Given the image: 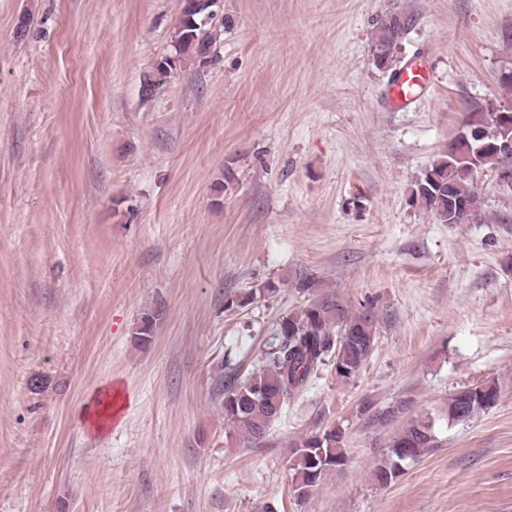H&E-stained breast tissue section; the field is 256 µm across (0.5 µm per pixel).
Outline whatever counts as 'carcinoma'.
Returning <instances> with one entry per match:
<instances>
[{
  "label": "carcinoma",
  "instance_id": "1",
  "mask_svg": "<svg viewBox=\"0 0 512 512\" xmlns=\"http://www.w3.org/2000/svg\"><path fill=\"white\" fill-rule=\"evenodd\" d=\"M208 7L203 0H183L181 14L172 40L171 54L146 77V84L159 87L169 73L185 62L203 68L213 58L216 27L205 21ZM409 30V19L401 14L386 15L378 24L373 48L383 54L382 68L391 78L398 76V51ZM491 113L484 105L472 102L462 113L461 129L470 137L493 129ZM512 157H505L489 146L470 159H457L443 153L433 160L415 180L411 188L413 205L429 212L437 222L448 223V194L465 203L466 211L457 220L467 224L480 217L481 198L476 179L489 169L507 170ZM162 317L156 309L143 314L136 331L137 340L146 344ZM376 338V319L369 311L352 312L334 293L317 297L300 311L283 317L264 351L262 371L242 379L236 372L219 376L217 394L224 397L226 437L238 438L256 447L268 438L270 427L288 409L291 399L305 387L322 366L329 364L336 381L350 383L361 372L371 355ZM472 398L463 403L461 396ZM501 396L499 383L486 380L468 392L458 390L448 396V423L468 421L497 405ZM410 403L399 401L389 409H377L368 404L360 413L369 414L373 422L386 426L405 413ZM437 447L434 424L429 420H413L399 429L387 452L375 466L374 479L381 485L391 483L403 464L415 462L430 449ZM348 462L345 435L338 429L323 435H311L296 444L291 469L294 471L295 491L306 497L332 472Z\"/></svg>",
  "mask_w": 512,
  "mask_h": 512
}]
</instances>
